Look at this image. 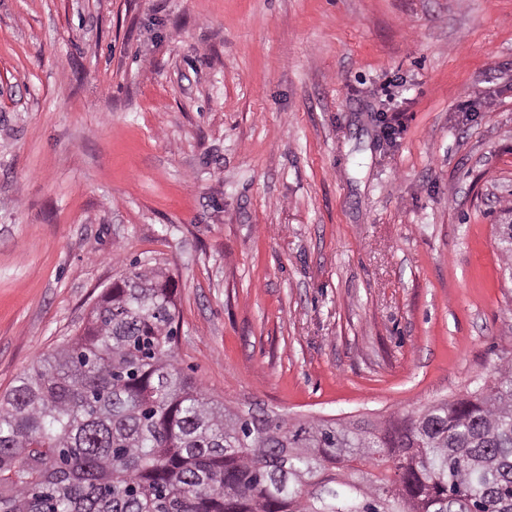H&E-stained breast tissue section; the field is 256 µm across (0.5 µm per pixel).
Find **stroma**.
Listing matches in <instances>:
<instances>
[{
	"label": "stroma",
	"mask_w": 512,
	"mask_h": 512,
	"mask_svg": "<svg viewBox=\"0 0 512 512\" xmlns=\"http://www.w3.org/2000/svg\"><path fill=\"white\" fill-rule=\"evenodd\" d=\"M510 205L512 0H0V393L136 262L232 410L463 394Z\"/></svg>",
	"instance_id": "1"
}]
</instances>
